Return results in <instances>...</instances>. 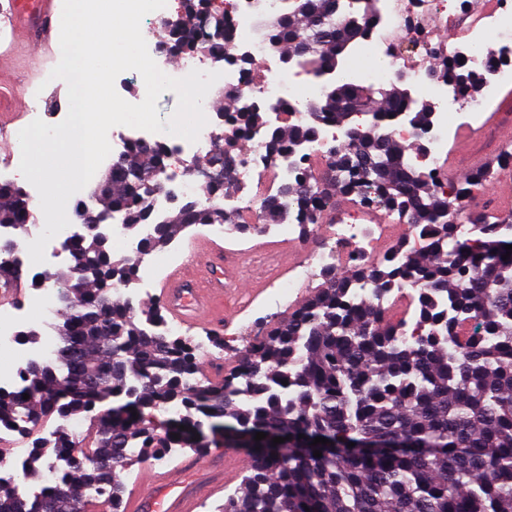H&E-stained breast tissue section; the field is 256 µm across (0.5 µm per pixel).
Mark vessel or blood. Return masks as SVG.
<instances>
[{
    "instance_id": "vessel-or-blood-1",
    "label": "vessel or blood",
    "mask_w": 512,
    "mask_h": 512,
    "mask_svg": "<svg viewBox=\"0 0 512 512\" xmlns=\"http://www.w3.org/2000/svg\"><path fill=\"white\" fill-rule=\"evenodd\" d=\"M56 0H13L10 14L11 46L0 52V65L13 57L16 45L37 51L54 28ZM29 69L20 64L9 77L0 76V142L11 139L12 126L21 119L20 101L25 96ZM460 147L448 165L453 172L469 173L481 168L482 154L469 149L471 129L460 131ZM244 259H227L223 247L206 237L194 238L181 264L172 268L160 285L159 299L172 321L193 329L199 326L222 331L225 312L246 308L261 292ZM246 455L228 448L210 449L206 457H193L164 471L145 465L140 480L128 498L126 512H198L208 498L238 478Z\"/></svg>"
}]
</instances>
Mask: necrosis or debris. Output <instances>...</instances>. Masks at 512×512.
<instances>
[{
    "label": "necrosis or debris",
    "instance_id": "4bbe7bcc",
    "mask_svg": "<svg viewBox=\"0 0 512 512\" xmlns=\"http://www.w3.org/2000/svg\"><path fill=\"white\" fill-rule=\"evenodd\" d=\"M285 10L286 0H237L235 7L225 13L223 36H216L208 22H200L207 47L180 54L178 69L184 74L194 70L219 73V80L203 100L204 112L213 111L218 94L231 90L235 93L233 111L245 112L256 106L274 116L284 111L294 124L315 125V135L296 145L292 157L273 164L268 160L273 128H258L243 154L230 163L232 185L211 190L203 197L198 194V182L208 179V172L164 170L159 177L160 189L144 195L151 208V223L132 227L116 216L106 227L110 243L137 266L135 277L116 285L113 295L128 301L150 297L157 276L174 261L176 248H146L158 223L165 221L169 199L174 194L201 206H221L242 213L243 223L209 225L208 232L214 238L229 242L252 234L283 236L288 242H295V234L287 233L284 225L259 221L265 199L275 195L282 185L297 180L299 172L292 164L293 157L302 158L319 176H330L334 173L335 152L372 132L368 126L341 127L315 121L306 106L319 98L325 87L347 82L386 84L399 74H406L417 97L431 102V122L420 136L401 120L395 121L389 132L400 140L419 139L418 150L403 156L402 162L408 169L430 177L436 192L444 197L456 186L443 171L448 115L460 110L461 102L454 85L429 78V70L440 68L448 56H457L469 70L482 74V100L488 105L498 100L503 88L512 85V0H497L496 7L476 21L464 14H447L442 0H377L376 16L366 36L352 49L344 68L318 77L301 62L272 50L265 38V24ZM445 27L455 30V44L438 40L437 30ZM369 207V202L357 198L345 211L334 205L324 208L323 221L330 225V233L312 249L300 253L288 270L287 281L275 276L268 281L281 301H289L294 289L305 287L311 275L377 264L386 255L381 244L390 229L398 230L404 251H411L413 244L420 241L421 235L410 225L408 216L395 218L390 226L367 223ZM1 262L20 265L34 283L26 301L0 309V354L9 355L12 361L9 368L0 369V390L13 392L22 389V376L31 365L56 364L53 333L60 291L54 282L42 280V265L32 263L29 255L0 254ZM0 442L8 446L0 453V481L12 484L29 498L55 482L57 474L53 471L41 481H31L25 422L1 424Z\"/></svg>",
    "mask_w": 512,
    "mask_h": 512
}]
</instances>
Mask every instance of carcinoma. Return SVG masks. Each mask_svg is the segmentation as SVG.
<instances>
[{
    "label": "carcinoma",
    "instance_id": "carcinoma-1",
    "mask_svg": "<svg viewBox=\"0 0 512 512\" xmlns=\"http://www.w3.org/2000/svg\"><path fill=\"white\" fill-rule=\"evenodd\" d=\"M287 2L270 23L269 42L303 58L317 75L345 65L376 6L358 0L360 17L339 20V0ZM167 45L175 55L200 48L192 19L168 30ZM439 75L464 101L482 81L454 58ZM344 102L369 111L376 126L402 117L418 133L431 115L430 102L395 84L339 83L314 101L318 119L350 125ZM236 123L226 154L244 149L267 118L255 108L238 113ZM312 133L275 128L270 162ZM404 152L389 135L355 143L337 157L341 178L315 190L285 185L265 211L281 219L292 207L298 223L319 224L336 196L356 194L413 215L424 247L403 262L385 257L370 269L326 276V287L213 379L196 378L200 356L186 339L165 333L159 306L136 310L113 297L115 283L135 273L129 260L94 234L74 242L75 265L61 281L58 366H33L21 391L0 390V424L23 416L33 429L52 416L94 411L96 431L83 456L70 460L65 479L43 496L29 500L0 485V512H92L100 498L115 512L125 492L122 471L167 448L205 452L212 443L244 448L249 458L248 475L224 512H512V256L502 259L512 238L492 230L448 250L463 198L490 171L473 172L443 198L403 166ZM166 153L159 146L149 155L134 144L112 162L101 179L109 188L99 194L102 211H122L131 226L145 223L142 191L160 187ZM32 216L30 197L1 184L0 225L27 224ZM240 222L235 211L184 205L147 247L164 248L190 224ZM363 279L382 291L415 285L413 335H404L402 321L382 316L373 299H352V283ZM108 399L112 409L96 411ZM168 404L181 412L164 432L143 423L144 410ZM205 426L210 440L201 435ZM258 432L266 438L257 442ZM316 437L329 443L314 446ZM129 442L137 454L125 453ZM69 448L64 436L33 445L31 477L69 456ZM316 450L322 456H313Z\"/></svg>",
    "mask_w": 512,
    "mask_h": 512
}]
</instances>
